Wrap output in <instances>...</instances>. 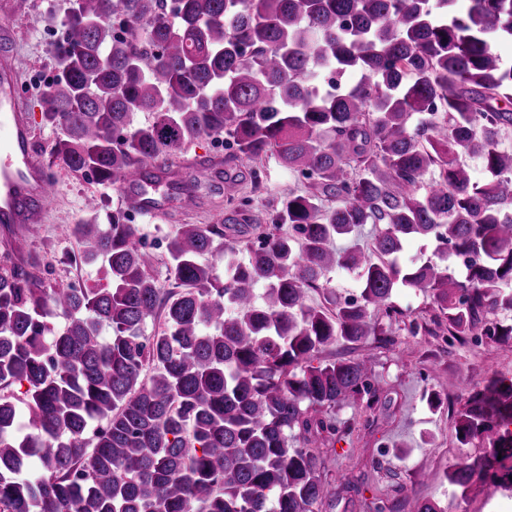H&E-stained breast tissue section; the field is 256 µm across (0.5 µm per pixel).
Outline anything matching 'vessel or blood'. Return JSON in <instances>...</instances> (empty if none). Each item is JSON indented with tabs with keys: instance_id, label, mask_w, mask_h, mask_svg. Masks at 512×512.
<instances>
[{
	"instance_id": "b4317fda",
	"label": "vessel or blood",
	"mask_w": 512,
	"mask_h": 512,
	"mask_svg": "<svg viewBox=\"0 0 512 512\" xmlns=\"http://www.w3.org/2000/svg\"><path fill=\"white\" fill-rule=\"evenodd\" d=\"M12 30L0 24V237L26 240L42 223L52 194V182L36 150V137L21 94V60L11 49ZM167 175L147 181L141 172L129 175L123 186L128 210L151 214L158 207L156 193Z\"/></svg>"
}]
</instances>
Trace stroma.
<instances>
[{
  "label": "stroma",
  "instance_id": "1",
  "mask_svg": "<svg viewBox=\"0 0 512 512\" xmlns=\"http://www.w3.org/2000/svg\"><path fill=\"white\" fill-rule=\"evenodd\" d=\"M69 8L70 0H29L24 11L12 12L9 18L15 30L13 47L25 65L24 97L35 120L38 151L43 157L62 134L61 128L43 122L41 99L57 74L55 47ZM261 167L264 183L256 194L254 214L263 218L301 185L275 157H265ZM53 172L50 210L44 223L24 242V251L37 261L45 282L95 280L97 267L62 263V254L73 247L62 230L85 216V200L90 196L102 199V218L111 217L113 210L123 205L122 192L98 184L89 173L75 174L62 166L54 167ZM223 202V197L206 196L198 207L187 211L167 200L154 220L135 218L139 243L158 259L155 277L162 290L172 287L167 273V235L180 224L211 223L215 206ZM393 301L404 313L403 321L393 326L394 336H373L350 349L339 342L324 352L328 359L345 352L367 359L380 393L374 410L356 406L335 410L337 423H350L352 429L339 431L334 448L322 453L323 475L338 486L354 484L355 490L337 499L327 512H370L372 502L397 498L402 485L447 508L460 502L467 512H512V496L477 483L463 498L454 493L446 478L458 460L485 452L480 440L466 445L457 441L453 414L490 379H512V344L486 339L477 345L466 342L443 347L432 334L436 312L429 299L412 289L399 288ZM413 322L420 326L415 335L409 332ZM430 392L439 396V408L427 406L425 396Z\"/></svg>",
  "mask_w": 512,
  "mask_h": 512
}]
</instances>
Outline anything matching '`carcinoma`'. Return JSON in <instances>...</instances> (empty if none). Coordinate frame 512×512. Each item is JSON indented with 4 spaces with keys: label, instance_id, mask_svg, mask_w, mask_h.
Masks as SVG:
<instances>
[{
    "label": "carcinoma",
    "instance_id": "1",
    "mask_svg": "<svg viewBox=\"0 0 512 512\" xmlns=\"http://www.w3.org/2000/svg\"><path fill=\"white\" fill-rule=\"evenodd\" d=\"M63 25L42 111L63 136L47 167L117 186L220 137L225 162L256 163L249 195L224 172L252 238L223 244V219L178 225L166 293L126 212L99 224L95 197L65 233L67 262L100 264L96 283L47 285L4 250L0 512H324L354 489L322 475L314 449L336 437L325 413L380 398L367 361L322 352L386 335L401 287L439 311L437 336L512 342V324L489 321L512 313V65L497 50L512 43V0H72ZM137 112L152 121L134 125ZM268 155L306 190L265 227L251 212ZM214 166L167 188L194 206ZM366 224L370 245H335ZM416 238L434 250L407 263ZM334 270L358 274V297L337 299ZM453 424L489 452L450 484L511 488L512 381H488Z\"/></svg>",
    "mask_w": 512,
    "mask_h": 512
}]
</instances>
